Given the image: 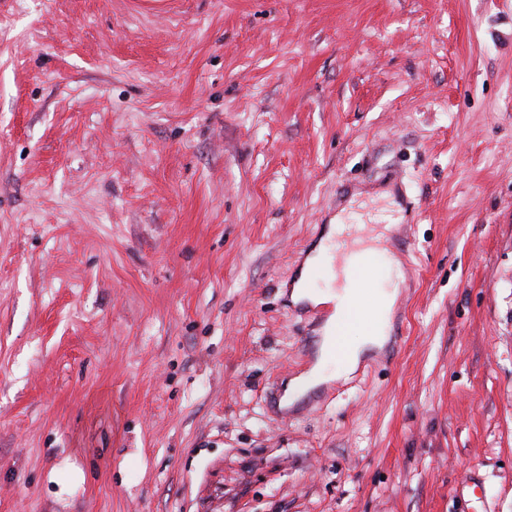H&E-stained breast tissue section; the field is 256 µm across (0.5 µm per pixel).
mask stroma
<instances>
[{"mask_svg": "<svg viewBox=\"0 0 512 512\" xmlns=\"http://www.w3.org/2000/svg\"><path fill=\"white\" fill-rule=\"evenodd\" d=\"M354 197L398 349L280 410ZM0 512H512V0H0Z\"/></svg>", "mask_w": 512, "mask_h": 512, "instance_id": "35a3bbf8", "label": "stroma"}]
</instances>
